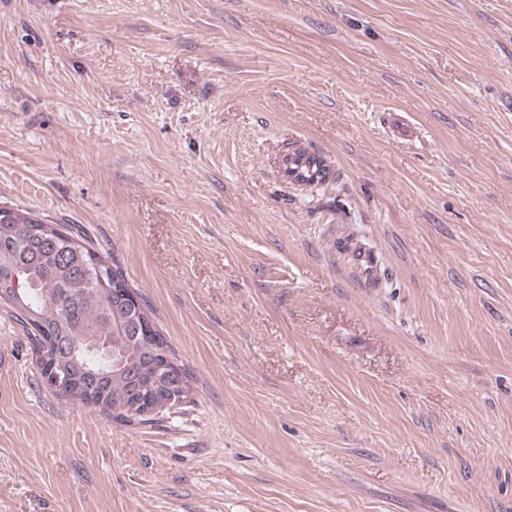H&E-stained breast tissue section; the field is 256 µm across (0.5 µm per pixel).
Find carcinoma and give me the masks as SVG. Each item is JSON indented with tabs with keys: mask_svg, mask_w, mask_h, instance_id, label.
Masks as SVG:
<instances>
[{
	"mask_svg": "<svg viewBox=\"0 0 512 512\" xmlns=\"http://www.w3.org/2000/svg\"><path fill=\"white\" fill-rule=\"evenodd\" d=\"M324 158L290 154L301 185L327 182ZM0 304L27 329L41 374L63 367L55 394L119 424H145L189 392V373L158 329L140 291L120 268L63 224L31 211L0 215Z\"/></svg>",
	"mask_w": 512,
	"mask_h": 512,
	"instance_id": "1",
	"label": "carcinoma"
}]
</instances>
